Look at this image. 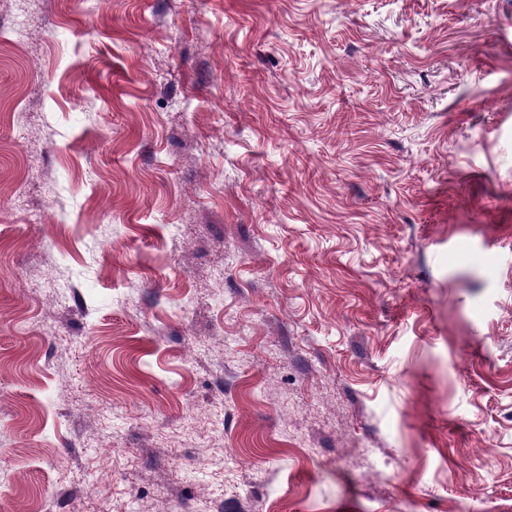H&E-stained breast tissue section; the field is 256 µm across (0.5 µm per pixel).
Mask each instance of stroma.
<instances>
[{
    "label": "stroma",
    "instance_id": "35a3bbf8",
    "mask_svg": "<svg viewBox=\"0 0 512 512\" xmlns=\"http://www.w3.org/2000/svg\"><path fill=\"white\" fill-rule=\"evenodd\" d=\"M13 5L0 512H512V0Z\"/></svg>",
    "mask_w": 512,
    "mask_h": 512
}]
</instances>
